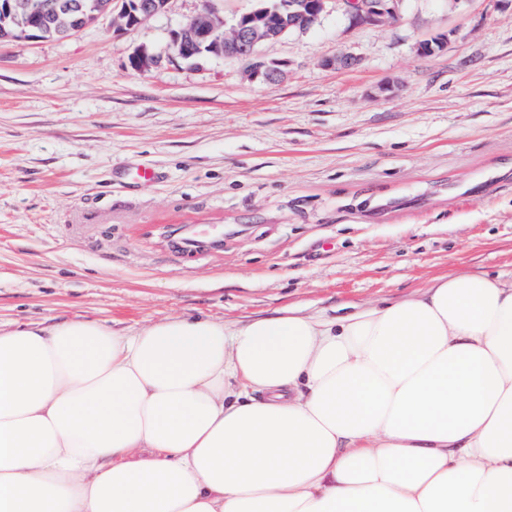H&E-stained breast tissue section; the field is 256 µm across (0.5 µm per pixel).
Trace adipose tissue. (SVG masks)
Listing matches in <instances>:
<instances>
[{
	"mask_svg": "<svg viewBox=\"0 0 512 512\" xmlns=\"http://www.w3.org/2000/svg\"><path fill=\"white\" fill-rule=\"evenodd\" d=\"M0 512H512V278L0 326Z\"/></svg>",
	"mask_w": 512,
	"mask_h": 512,
	"instance_id": "1",
	"label": "adipose tissue"
}]
</instances>
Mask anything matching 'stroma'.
<instances>
[{
  "label": "stroma",
  "mask_w": 512,
  "mask_h": 512,
  "mask_svg": "<svg viewBox=\"0 0 512 512\" xmlns=\"http://www.w3.org/2000/svg\"><path fill=\"white\" fill-rule=\"evenodd\" d=\"M211 3L230 22L257 0L0 44L1 324H236L512 277V0H403L375 26L330 0L258 46L274 81L170 58L168 29ZM139 45L162 57L146 74ZM341 54L355 65L327 67ZM161 57L151 53L146 46H138L128 58L130 67L141 73L150 72L160 64Z\"/></svg>",
  "instance_id": "35a3bbf8"
}]
</instances>
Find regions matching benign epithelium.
<instances>
[{"label":"benign epithelium","instance_id":"7a95c632","mask_svg":"<svg viewBox=\"0 0 512 512\" xmlns=\"http://www.w3.org/2000/svg\"><path fill=\"white\" fill-rule=\"evenodd\" d=\"M330 0H307L296 3L294 0H272L264 7L245 13L233 21L226 37L221 30L223 15L214 6H208L184 24L168 31V47L175 49L173 56L186 60L202 49L210 50L215 58L236 57L249 63L251 75L274 80L282 74V64L267 62L257 58V47L261 41L273 34L271 17L290 16L288 26L299 30L306 29L319 21ZM403 0H355L351 3L357 22L363 25H379L398 16L399 4ZM100 13H113L123 22L115 29L125 30L139 26L165 12V9L143 10L137 0H108L87 9H79V14L66 23V33L71 36L85 28L91 19ZM10 16L14 28L11 32L0 33L3 42H28L41 39L37 24L42 5L36 0H0V13ZM161 57L151 53L145 46L133 50L128 58L130 67L141 73L150 72L160 64Z\"/></svg>","mask_w":512,"mask_h":512}]
</instances>
